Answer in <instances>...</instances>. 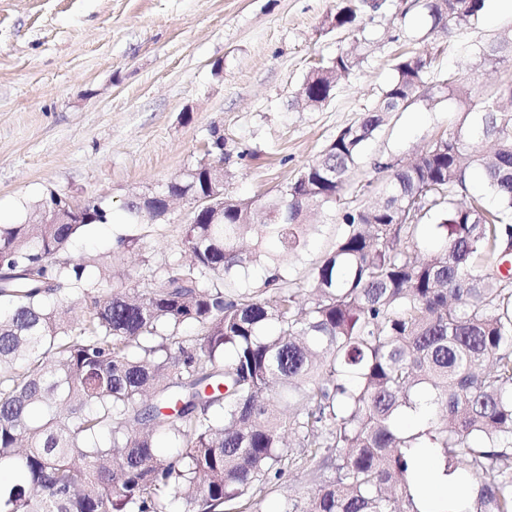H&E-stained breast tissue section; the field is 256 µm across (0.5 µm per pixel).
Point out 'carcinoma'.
Wrapping results in <instances>:
<instances>
[{"label":"carcinoma","instance_id":"carcinoma-1","mask_svg":"<svg viewBox=\"0 0 512 512\" xmlns=\"http://www.w3.org/2000/svg\"><path fill=\"white\" fill-rule=\"evenodd\" d=\"M430 31L452 38L485 0H427ZM362 5L331 18L355 25ZM512 63V29L472 49ZM360 44L314 70L298 97L328 103ZM453 100L460 116L374 201L343 215L333 247L303 284L283 265L340 201L386 113ZM224 136L146 202L224 190ZM495 196L470 192L474 175ZM0 224V512H249L250 493L308 466L315 493L283 512H421L417 449L436 448L476 487L467 512H512V80L479 93L398 57L358 121L263 205L224 198L184 225L172 262L140 288L112 253L72 259L70 240L111 211L52 192ZM259 267L258 286L244 288ZM187 325L198 336H182ZM426 398L416 432L399 416ZM178 451L166 456L157 438ZM296 447L297 452L285 453Z\"/></svg>","mask_w":512,"mask_h":512}]
</instances>
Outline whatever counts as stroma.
Returning a JSON list of instances; mask_svg holds the SVG:
<instances>
[{
    "mask_svg": "<svg viewBox=\"0 0 512 512\" xmlns=\"http://www.w3.org/2000/svg\"><path fill=\"white\" fill-rule=\"evenodd\" d=\"M341 0H0V221L21 220L20 204L54 190L73 203L96 201L108 224L86 227L71 256L112 252L116 271L146 284L143 258L161 263L181 246L186 204L142 227L140 252L118 248L130 227L123 209L205 156L213 132L227 152V195L262 204L359 119L393 75L397 57L441 47L437 65L477 85L512 77L479 65L467 45L495 39L512 15L484 11L449 40L430 32L423 0H386L358 30L329 24ZM361 40L357 67L319 108L295 95L318 63ZM447 106L386 116L343 196L319 219L308 250L288 272L302 280L330 249L344 212L365 203L382 166L409 161L446 133ZM316 489L307 469L255 489L256 512H283Z\"/></svg>",
    "mask_w": 512,
    "mask_h": 512,
    "instance_id": "obj_1",
    "label": "stroma"
}]
</instances>
